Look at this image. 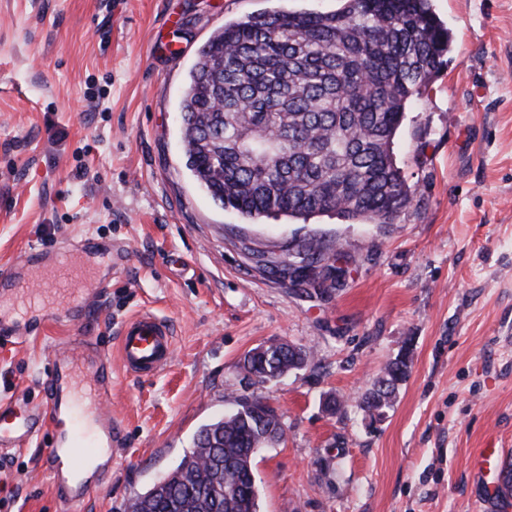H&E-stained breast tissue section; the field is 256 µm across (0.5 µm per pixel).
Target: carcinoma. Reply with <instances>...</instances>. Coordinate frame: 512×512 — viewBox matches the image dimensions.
Returning <instances> with one entry per match:
<instances>
[{
    "instance_id": "cac0c4a2",
    "label": "carcinoma",
    "mask_w": 512,
    "mask_h": 512,
    "mask_svg": "<svg viewBox=\"0 0 512 512\" xmlns=\"http://www.w3.org/2000/svg\"><path fill=\"white\" fill-rule=\"evenodd\" d=\"M430 0H343L336 11L279 9L224 23L199 51L180 103L187 168L223 207L252 219L325 214L388 224L409 187L393 156L407 105L429 92L451 51ZM280 273L295 284L341 272L339 252L303 245ZM297 369L290 350L245 359L260 382ZM411 372L390 362L363 398L380 409ZM257 399L203 425L167 480L126 512H259L251 448L283 440Z\"/></svg>"
}]
</instances>
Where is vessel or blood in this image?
I'll list each match as a JSON object with an SVG mask.
<instances>
[{"label": "vessel or blood", "instance_id": "1", "mask_svg": "<svg viewBox=\"0 0 512 512\" xmlns=\"http://www.w3.org/2000/svg\"><path fill=\"white\" fill-rule=\"evenodd\" d=\"M83 276L80 256L40 245L31 246L14 266L0 271V288L10 289L18 303L16 337H24L35 323L62 315L85 321L98 312L103 294L83 292ZM173 346V333L167 323L152 313L141 312L124 326L118 353L127 371L153 375L169 364ZM85 359L97 365L89 388L97 396L96 427L89 439L77 428L58 427L61 415L79 409L89 391L71 384L78 361ZM111 389L112 368L103 352L82 344L76 352L57 356L42 384L41 397L31 409L19 414L9 404L0 403V447L22 448L39 431H47L52 443L45 451V459L57 498L64 503L84 500L91 488L71 478L65 470L66 461H109L124 452L118 439L120 426L105 408Z\"/></svg>", "mask_w": 512, "mask_h": 512}]
</instances>
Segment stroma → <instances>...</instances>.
Masks as SVG:
<instances>
[{
	"mask_svg": "<svg viewBox=\"0 0 512 512\" xmlns=\"http://www.w3.org/2000/svg\"><path fill=\"white\" fill-rule=\"evenodd\" d=\"M431 4L453 50L395 138L410 202L373 224L245 218L198 185L182 145L179 102L215 30L339 0H0V270L47 238L112 252L93 322L0 334V399L37 401L51 354L91 336L126 438L91 495L63 504L38 435L0 461V512H125L202 425L254 397L286 429L255 460L260 512H512L496 495L512 464V0ZM308 241L340 247L338 282L294 287L253 257ZM145 310L174 334L149 378L117 351ZM273 339L304 347L308 364L244 382L240 359ZM404 352L411 372L370 422L357 398ZM330 395L347 406L329 414ZM480 448L500 456L477 473Z\"/></svg>",
	"mask_w": 512,
	"mask_h": 512,
	"instance_id": "obj_1",
	"label": "stroma"
}]
</instances>
